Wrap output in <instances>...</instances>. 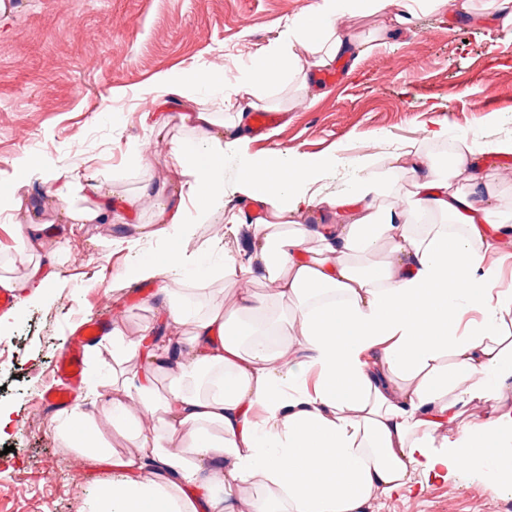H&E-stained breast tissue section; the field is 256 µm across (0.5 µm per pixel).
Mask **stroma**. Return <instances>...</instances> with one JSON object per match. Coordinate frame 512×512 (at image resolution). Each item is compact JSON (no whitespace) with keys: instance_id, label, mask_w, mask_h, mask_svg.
Returning <instances> with one entry per match:
<instances>
[{"instance_id":"obj_1","label":"stroma","mask_w":512,"mask_h":512,"mask_svg":"<svg viewBox=\"0 0 512 512\" xmlns=\"http://www.w3.org/2000/svg\"><path fill=\"white\" fill-rule=\"evenodd\" d=\"M0 9V189L12 182V160L36 155L57 174L111 183L136 197L134 207L94 224H64L63 203L34 177L19 194L26 215L52 223L67 243L45 297L0 328V405L17 426L0 456V512H86L112 481L108 462L82 459L49 428L62 388L58 355L73 328L111 318L127 337L151 320L145 296L158 281L114 290L126 266L166 243L146 235L153 200L143 184L169 194L179 172L166 163L168 133L142 122L139 98L157 75L217 67L232 91L239 70L311 0H4ZM423 11L400 26L381 15L344 16L338 27L365 44L346 58L334 86L314 80L307 92L284 90L270 111L282 119L274 135L252 139L255 151L279 148L387 158L425 139L427 118L447 120L459 134L487 142L512 135V27L488 16L483 0L462 12ZM137 239L135 251L116 248ZM371 512H512V493H492L475 478L431 481L374 502Z\"/></svg>"}]
</instances>
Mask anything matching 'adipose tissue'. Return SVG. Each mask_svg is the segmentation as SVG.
<instances>
[{"label": "adipose tissue", "mask_w": 512, "mask_h": 512, "mask_svg": "<svg viewBox=\"0 0 512 512\" xmlns=\"http://www.w3.org/2000/svg\"><path fill=\"white\" fill-rule=\"evenodd\" d=\"M418 8L441 14L448 0H313L239 73L235 95L216 68L153 82L156 98L185 102L177 118L154 120L183 131L167 156L182 183L158 199L153 230L175 247L126 269L125 281L166 282L145 302L153 320L138 338L112 331V395L100 419L78 403L51 419L67 447L112 465L111 486L88 512H369L377 498L466 475L512 493V407L502 403L512 390V286L497 285L512 259V210L489 203L481 163L512 156V137L483 148L431 118L426 137L452 140L451 163L409 143L385 163L353 157L363 177L326 193L338 154L254 152L243 133L274 92L307 87L308 66L361 44L337 18L389 14L401 25ZM458 172L467 190L452 186ZM405 176L402 209L381 206ZM49 180L60 200H92L63 210L68 224L132 206L101 183ZM220 211L230 226L249 225L250 252L196 241L197 225ZM12 231L38 258L23 278L0 275V289L28 302L52 281L54 258L42 253L46 225ZM255 270L275 288L263 297L241 289L230 311L203 287ZM104 423L133 454L110 453ZM248 485L261 493L246 503Z\"/></svg>", "instance_id": "adipose-tissue-1"}]
</instances>
